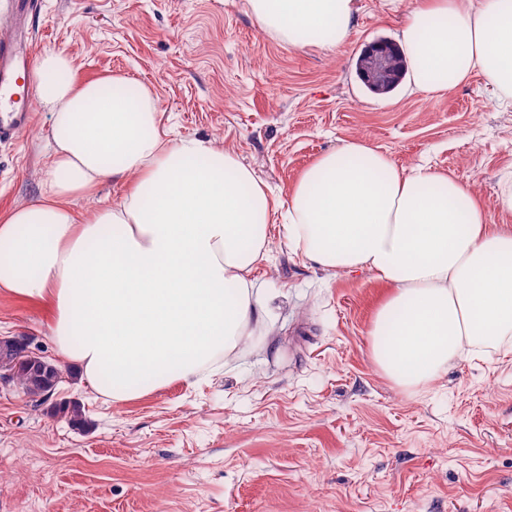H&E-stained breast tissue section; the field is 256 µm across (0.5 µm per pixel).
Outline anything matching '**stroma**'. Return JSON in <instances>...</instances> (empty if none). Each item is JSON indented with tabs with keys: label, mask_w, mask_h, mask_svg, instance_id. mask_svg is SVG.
<instances>
[{
	"label": "stroma",
	"mask_w": 512,
	"mask_h": 512,
	"mask_svg": "<svg viewBox=\"0 0 512 512\" xmlns=\"http://www.w3.org/2000/svg\"><path fill=\"white\" fill-rule=\"evenodd\" d=\"M405 10L361 0L348 43L293 47L262 32L246 0H42L38 53L66 52L80 80L150 89L159 126L232 149L287 201L321 155L351 140L402 169L471 187L493 227L512 174V111L474 73L424 94H376L355 64L399 41ZM51 115L0 145V215L37 201ZM254 277L274 290L276 331L194 385L109 401L61 360L41 309L0 290V336L57 363L54 394L0 387V512H512V352L494 347L403 394L373 363L368 332L388 288L328 275L271 225ZM79 402L85 425L59 412ZM25 454L26 469L15 460Z\"/></svg>",
	"instance_id": "stroma-1"
}]
</instances>
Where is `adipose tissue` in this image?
<instances>
[{
  "label": "adipose tissue",
  "instance_id": "1",
  "mask_svg": "<svg viewBox=\"0 0 512 512\" xmlns=\"http://www.w3.org/2000/svg\"><path fill=\"white\" fill-rule=\"evenodd\" d=\"M259 28L294 47L351 37L359 0H247ZM409 79L449 91L481 72L512 108V0H412L401 31ZM29 80L51 114L39 200L0 215V288L41 306L57 352L93 388L128 401L176 377L195 384L245 342L271 336L269 290L253 278L269 226L326 270L391 288L372 328L374 364L405 394L512 336V231L489 228L467 186L350 141L322 155L287 202L214 142L170 140L146 87L78 81L48 52ZM128 183L87 219L69 206Z\"/></svg>",
  "mask_w": 512,
  "mask_h": 512
}]
</instances>
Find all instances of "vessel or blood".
<instances>
[{
    "instance_id": "1",
    "label": "vessel or blood",
    "mask_w": 512,
    "mask_h": 512,
    "mask_svg": "<svg viewBox=\"0 0 512 512\" xmlns=\"http://www.w3.org/2000/svg\"><path fill=\"white\" fill-rule=\"evenodd\" d=\"M35 12V0H13L9 15L0 16V144L29 126L32 92L23 86L22 74L33 60Z\"/></svg>"
}]
</instances>
